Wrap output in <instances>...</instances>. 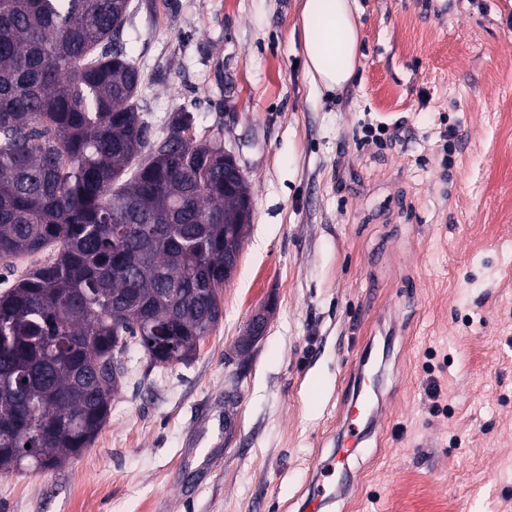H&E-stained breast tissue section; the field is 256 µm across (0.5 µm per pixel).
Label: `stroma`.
Wrapping results in <instances>:
<instances>
[{
  "instance_id": "obj_1",
  "label": "stroma",
  "mask_w": 512,
  "mask_h": 512,
  "mask_svg": "<svg viewBox=\"0 0 512 512\" xmlns=\"http://www.w3.org/2000/svg\"><path fill=\"white\" fill-rule=\"evenodd\" d=\"M303 3L131 0L147 119L223 143L251 224L191 360L132 347L91 448L0 475V512H307L363 355L383 415L322 512H512V0H356L333 91L303 65ZM379 123L392 145L363 141Z\"/></svg>"
}]
</instances>
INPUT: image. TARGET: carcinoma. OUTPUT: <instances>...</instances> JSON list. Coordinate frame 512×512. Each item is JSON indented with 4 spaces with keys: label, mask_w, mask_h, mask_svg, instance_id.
<instances>
[{
    "label": "carcinoma",
    "mask_w": 512,
    "mask_h": 512,
    "mask_svg": "<svg viewBox=\"0 0 512 512\" xmlns=\"http://www.w3.org/2000/svg\"><path fill=\"white\" fill-rule=\"evenodd\" d=\"M129 0H0V262L55 246L0 292V473L56 469L95 442L136 341L188 362L252 210L190 112L156 137L117 47Z\"/></svg>",
    "instance_id": "cac0c4a2"
}]
</instances>
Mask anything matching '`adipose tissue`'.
I'll list each match as a JSON object with an SVG mask.
<instances>
[{
    "label": "adipose tissue",
    "instance_id": "adipose-tissue-1",
    "mask_svg": "<svg viewBox=\"0 0 512 512\" xmlns=\"http://www.w3.org/2000/svg\"><path fill=\"white\" fill-rule=\"evenodd\" d=\"M305 68L313 82L329 89L349 83L360 50V31L351 0H304Z\"/></svg>",
    "mask_w": 512,
    "mask_h": 512
}]
</instances>
